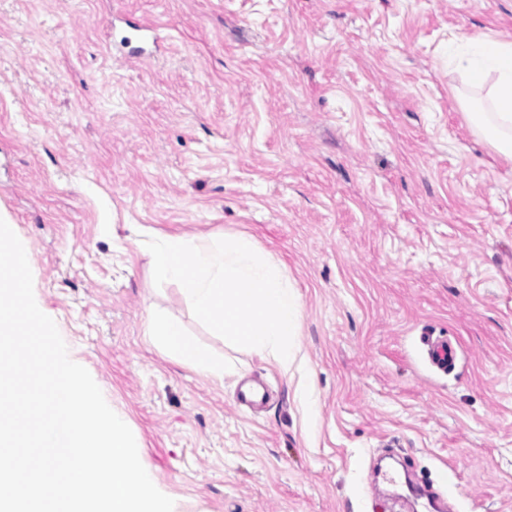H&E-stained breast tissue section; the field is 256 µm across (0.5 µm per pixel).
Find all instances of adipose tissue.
<instances>
[{"label": "adipose tissue", "mask_w": 512, "mask_h": 512, "mask_svg": "<svg viewBox=\"0 0 512 512\" xmlns=\"http://www.w3.org/2000/svg\"><path fill=\"white\" fill-rule=\"evenodd\" d=\"M456 68L472 87L488 88L492 113H470L469 119L487 143L512 161V42L493 37L465 40L455 57ZM145 334L150 344L174 361L194 368L206 377L223 381L224 361L190 341L180 325L156 309H148Z\"/></svg>", "instance_id": "ef3b65f1"}]
</instances>
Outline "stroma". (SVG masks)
<instances>
[{
	"label": "stroma",
	"instance_id": "35a3bbf8",
	"mask_svg": "<svg viewBox=\"0 0 512 512\" xmlns=\"http://www.w3.org/2000/svg\"><path fill=\"white\" fill-rule=\"evenodd\" d=\"M484 36L512 40V0H0V218L174 512H375L386 448L388 494L512 512V162L448 60ZM174 232L285 265L288 368L155 285L145 241ZM150 307L223 383L148 344ZM423 343L427 348L430 363L438 370L448 372V368L454 366L456 360V349L448 341L425 336Z\"/></svg>",
	"mask_w": 512,
	"mask_h": 512
}]
</instances>
